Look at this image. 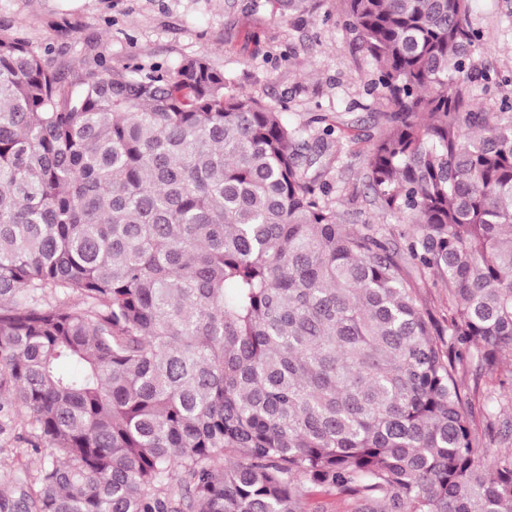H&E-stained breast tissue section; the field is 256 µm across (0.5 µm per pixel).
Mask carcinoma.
Returning <instances> with one entry per match:
<instances>
[{"label": "carcinoma", "instance_id": "1", "mask_svg": "<svg viewBox=\"0 0 512 512\" xmlns=\"http://www.w3.org/2000/svg\"><path fill=\"white\" fill-rule=\"evenodd\" d=\"M300 19L315 0H275ZM470 0H340L375 64L364 157L403 224L340 222L307 130L208 55L70 78L0 32V431L49 460L0 512H512L466 383L512 354V117ZM440 278L442 324L408 269ZM306 512H352V502L347 497L325 495L307 489L303 498Z\"/></svg>", "mask_w": 512, "mask_h": 512}]
</instances>
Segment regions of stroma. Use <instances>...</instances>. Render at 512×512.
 I'll return each mask as SVG.
<instances>
[{"instance_id": "35a3bbf8", "label": "stroma", "mask_w": 512, "mask_h": 512, "mask_svg": "<svg viewBox=\"0 0 512 512\" xmlns=\"http://www.w3.org/2000/svg\"><path fill=\"white\" fill-rule=\"evenodd\" d=\"M302 20L281 17L274 0H0V32L37 50L51 49L64 74L105 59L174 65L208 53L215 67L248 93L283 112L290 125L325 116L341 151L326 179L343 223L380 224L363 157L384 124L385 103L370 94L374 70L356 48L339 15V0H316ZM470 20L481 41L473 98L486 112L512 106V0H470ZM18 420L0 434V482L36 473L44 458L29 452Z\"/></svg>"}]
</instances>
